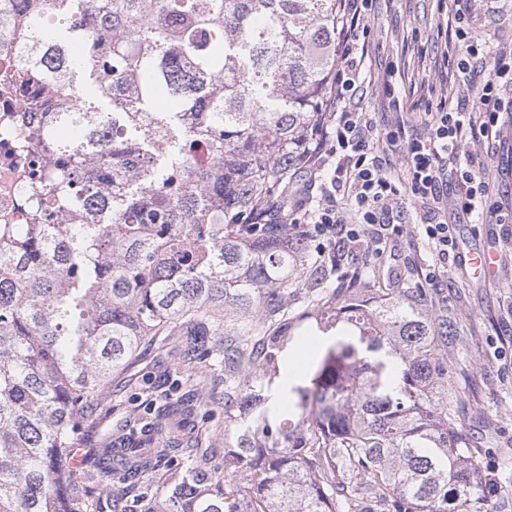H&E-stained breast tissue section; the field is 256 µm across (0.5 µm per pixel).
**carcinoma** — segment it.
Here are the masks:
<instances>
[{"instance_id":"carcinoma-1","label":"carcinoma","mask_w":512,"mask_h":512,"mask_svg":"<svg viewBox=\"0 0 512 512\" xmlns=\"http://www.w3.org/2000/svg\"><path fill=\"white\" fill-rule=\"evenodd\" d=\"M343 0H14L19 78L56 98L34 139L53 165L29 183L33 223L0 224V512H89L66 480L72 448L112 374L142 342L176 337L187 368L282 375L283 399L249 383L226 473L188 466L147 512H497L448 393L452 316L427 288L336 289L317 324L336 337L308 383L280 371L273 325L306 262L288 182L321 122ZM56 13L48 28L42 15ZM112 132L104 138L103 133ZM205 149L213 164L200 167ZM238 343L218 344L221 336ZM109 445L99 473L136 482L180 449Z\"/></svg>"}]
</instances>
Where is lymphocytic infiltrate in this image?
<instances>
[{
	"mask_svg": "<svg viewBox=\"0 0 512 512\" xmlns=\"http://www.w3.org/2000/svg\"><path fill=\"white\" fill-rule=\"evenodd\" d=\"M369 2L343 0L330 101L306 154L303 182L288 189V220L316 241L319 258L335 252L344 260L382 261L404 240V225L392 214L398 200L409 198L422 212L418 234L429 246L428 260L417 268L419 285L438 293L462 258L459 221L487 213L495 194L481 151L512 120L501 98L512 88V49L481 47L463 26L470 0H455L458 70L468 73L474 60L490 69L478 98L426 113L420 133L407 134L401 117L381 132L360 108ZM471 143L476 151H468Z\"/></svg>",
	"mask_w": 512,
	"mask_h": 512,
	"instance_id": "f902f5d3",
	"label": "lymphocytic infiltrate"
}]
</instances>
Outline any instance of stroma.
Masks as SVG:
<instances>
[{
    "label": "stroma",
    "mask_w": 512,
    "mask_h": 512,
    "mask_svg": "<svg viewBox=\"0 0 512 512\" xmlns=\"http://www.w3.org/2000/svg\"><path fill=\"white\" fill-rule=\"evenodd\" d=\"M452 0H372L370 24L374 35L368 53L372 81L364 88L362 106L377 128L403 114L410 131L420 129L423 113L439 101L455 106L458 98L476 96L489 73L474 66L461 76L455 58L444 55L445 37L440 28L452 17ZM469 30L494 45L512 43V0H472L467 19ZM391 78L393 96L384 95L381 81ZM504 146L487 160V176L499 185L496 201L502 212L512 211V126L502 131ZM462 254L483 251L497 258L493 277L479 280L468 265L456 264L445 290L464 338L460 348L448 353V386L467 385L479 400L480 412L469 417L465 434L493 479L507 494L504 512H512V234L503 224L459 225ZM409 261L386 265L369 273L365 263L344 265L329 277L325 292L310 296L308 275H301L288 297L286 314L271 326L270 335L292 355L311 368L322 336L317 324L333 308L332 290L345 277H354L364 294L376 288H407L417 283L413 263L427 258V245L412 236ZM171 339L159 336L147 341L131 366L114 375L107 391L86 422L77 445L83 457H93L117 436L127 435L130 445L140 447L147 435L141 428L162 421L161 391L177 385L192 410L180 417V437L186 447L181 466L208 464L223 467L224 451L233 447L239 430L236 414L224 409V386L229 378L224 361L213 358L186 372L178 367ZM470 376L461 379L459 366ZM170 473L166 462L146 475L134 489L114 483L101 491L94 512H144L147 503L161 492Z\"/></svg>",
    "instance_id": "35a3bbf8"
}]
</instances>
